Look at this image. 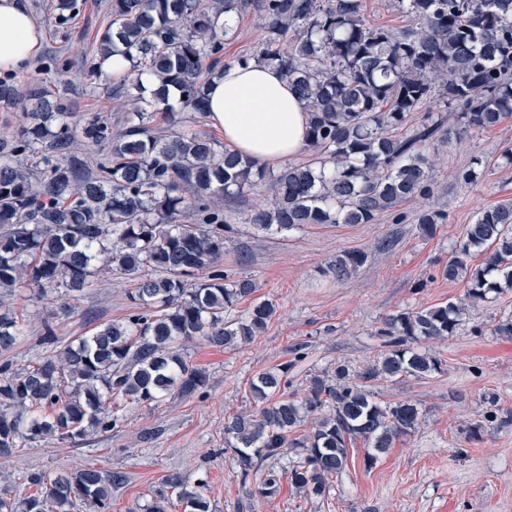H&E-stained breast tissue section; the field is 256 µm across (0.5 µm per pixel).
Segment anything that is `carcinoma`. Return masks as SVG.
<instances>
[{"label": "carcinoma", "mask_w": 512, "mask_h": 512, "mask_svg": "<svg viewBox=\"0 0 512 512\" xmlns=\"http://www.w3.org/2000/svg\"><path fill=\"white\" fill-rule=\"evenodd\" d=\"M397 4L411 19L401 31L367 23L361 0H110V22L86 64L111 84L122 121L94 115L77 129L59 89L43 81L27 89L30 109L11 140H0V351L20 334L17 317L1 308L26 282L71 300L105 273L129 277L134 288L131 313L122 320L66 345L48 326L42 342L49 355L20 371L8 360L0 363V458L49 438L116 428L121 416L111 407L114 399L193 397L206 373L190 362L186 343L235 347L266 328L277 310L269 298L231 315L257 285L224 272V234L234 219L224 203L264 185L268 203L241 219L268 235L310 224H371L385 213L401 224L398 207L433 193L430 150L512 118V0ZM247 5L264 20L252 59L279 69L305 101L306 147L318 153L275 173L194 128L205 118L211 80L248 62L221 60L224 42L235 36L223 17ZM77 9V0H56V21ZM114 55L132 61L130 70L104 72L103 62ZM145 73L158 81L151 94L141 81ZM170 91L187 116L165 105ZM18 97L16 85L0 80V106L7 109ZM433 98L443 108L424 110ZM159 112L164 128L153 125ZM81 144L100 152L92 169L76 155ZM414 221L431 237L445 215L422 208ZM479 253L486 262L474 266ZM369 257L346 252L328 273L342 281ZM441 276L462 283L464 301L387 315L378 330L386 337L384 351L366 367L339 361L301 397L284 394L286 366L252 381L257 409L224 420V445L242 482L275 494L279 476L264 471V463L297 448L288 480L322 498L347 466L348 440L363 439L373 461L417 429L416 405L383 404L370 386L440 373L442 362L409 341L452 336L468 308L512 291L511 201L477 214ZM308 420L312 427L303 433ZM28 481L36 490L23 497L0 486V512H73L79 503L109 512L112 490L125 476L87 467L32 473ZM165 484L178 490L184 512H212L205 479L190 486L175 474ZM170 500L159 491L138 512H168Z\"/></svg>", "instance_id": "1"}]
</instances>
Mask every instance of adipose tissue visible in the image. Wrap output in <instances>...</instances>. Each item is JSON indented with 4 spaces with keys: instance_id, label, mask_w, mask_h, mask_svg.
<instances>
[{
    "instance_id": "obj_1",
    "label": "adipose tissue",
    "mask_w": 512,
    "mask_h": 512,
    "mask_svg": "<svg viewBox=\"0 0 512 512\" xmlns=\"http://www.w3.org/2000/svg\"><path fill=\"white\" fill-rule=\"evenodd\" d=\"M43 30L20 0H0V72L35 59ZM208 120L223 129L232 149L255 165L277 168L306 145L309 116L303 101L274 66L249 62L226 68L208 92Z\"/></svg>"
}]
</instances>
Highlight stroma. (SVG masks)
Here are the masks:
<instances>
[{"mask_svg":"<svg viewBox=\"0 0 512 512\" xmlns=\"http://www.w3.org/2000/svg\"><path fill=\"white\" fill-rule=\"evenodd\" d=\"M65 24L52 14V0H22L43 28L38 57L12 73L18 88L47 82L58 87L71 114L82 123L96 114L116 119L111 94L89 73L84 61L108 23L109 0H78ZM238 34L224 45L228 58L249 56L263 35V22L248 10L236 19ZM69 67L57 75L54 62ZM512 146V119L483 133L439 147L436 187L429 208L445 214L434 236L420 235L412 221L416 206L404 204V223L383 215L370 224H313L287 236H266L236 224L224 244V270L247 276L256 294L278 307L266 329L243 347L224 349L203 341L188 344L190 361L205 370L202 394H175L159 403L128 404L111 431L84 441L46 440L15 449L0 458V484L24 490L30 473L96 467L123 471L124 485L112 496L110 512H133L147 503L163 480L178 474L193 481L206 477L212 512H512V424L491 421L495 411L512 413V338L497 335L501 320L512 315V293L491 297L469 309L460 329L432 349L441 373L378 380L379 401L417 403L422 411L415 433L396 439L388 453L368 461L362 440L350 445L349 464L322 499H310L281 479L275 495L262 497L242 483L231 454L224 451V418L253 408L251 380L260 372L287 367L295 392L312 377L331 371L336 361L369 364L384 343L378 330L386 315L460 298L461 284L445 280L440 269L467 224L488 207L512 200V166L501 159ZM487 165L478 183L460 178L472 157ZM393 235L391 252L374 253L378 238ZM369 252L368 261L347 279L336 281L325 268L336 256ZM131 280L113 276L89 288L64 314L58 294L41 296L33 285L13 298L21 334L0 352L22 369L45 355L44 325H52L62 343L90 335L101 324L130 311ZM303 347L296 360L294 347ZM496 396L489 405L488 396Z\"/></svg>","mask_w":512,"mask_h":512,"instance_id":"1","label":"stroma"}]
</instances>
